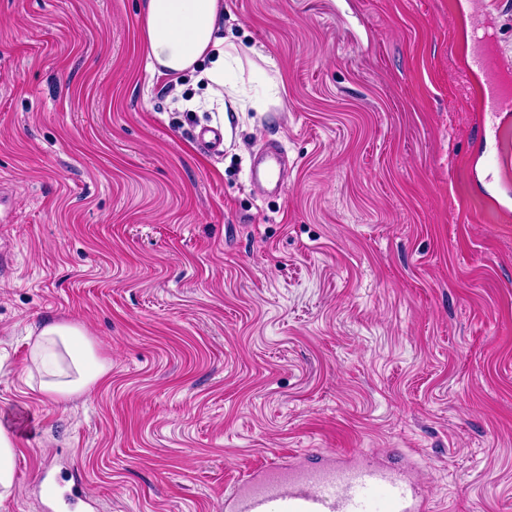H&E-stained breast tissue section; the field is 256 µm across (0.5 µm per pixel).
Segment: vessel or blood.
Here are the masks:
<instances>
[{"label": "vessel or blood", "mask_w": 512, "mask_h": 512, "mask_svg": "<svg viewBox=\"0 0 512 512\" xmlns=\"http://www.w3.org/2000/svg\"><path fill=\"white\" fill-rule=\"evenodd\" d=\"M483 77L476 90L487 120L512 110V88L499 83L512 62L500 54L476 52L470 61ZM283 153L271 147L263 161L252 164L250 176L260 186L281 184ZM226 512H429L427 498L382 467L337 458L334 464L311 469L269 465L258 476H244L236 495L225 502Z\"/></svg>", "instance_id": "obj_1"}]
</instances>
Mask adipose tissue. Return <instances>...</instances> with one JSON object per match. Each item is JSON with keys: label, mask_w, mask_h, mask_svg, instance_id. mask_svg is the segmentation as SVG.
I'll return each mask as SVG.
<instances>
[{"label": "adipose tissue", "mask_w": 512, "mask_h": 512, "mask_svg": "<svg viewBox=\"0 0 512 512\" xmlns=\"http://www.w3.org/2000/svg\"><path fill=\"white\" fill-rule=\"evenodd\" d=\"M224 0H145L141 16L148 65L173 77L198 72L208 94L229 100L234 111L266 110L267 98L247 95L226 74L240 62L238 46L221 34ZM38 391L56 400L82 393L101 381L108 366L73 326L42 327L32 342Z\"/></svg>", "instance_id": "ef3b65f1"}]
</instances>
